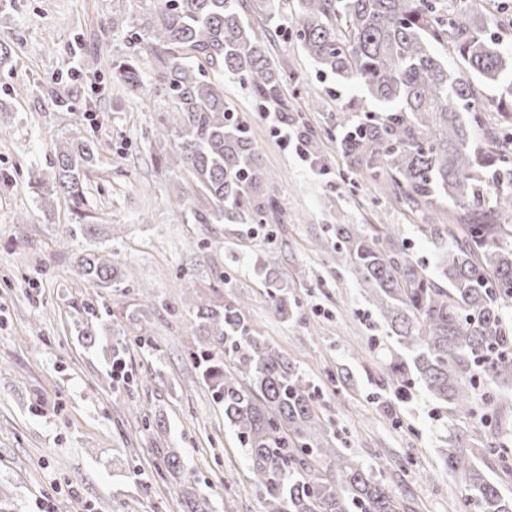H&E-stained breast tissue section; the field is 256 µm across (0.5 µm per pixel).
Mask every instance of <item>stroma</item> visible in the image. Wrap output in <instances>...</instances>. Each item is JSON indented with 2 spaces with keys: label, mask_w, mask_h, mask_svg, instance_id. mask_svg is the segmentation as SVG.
Returning <instances> with one entry per match:
<instances>
[{
  "label": "stroma",
  "mask_w": 512,
  "mask_h": 512,
  "mask_svg": "<svg viewBox=\"0 0 512 512\" xmlns=\"http://www.w3.org/2000/svg\"><path fill=\"white\" fill-rule=\"evenodd\" d=\"M273 19L244 12L285 74L288 120L314 130L316 154L302 161L283 143L247 87L224 81V98L246 117L264 171L263 194L279 209L268 225L198 224L210 200L170 161L157 138L170 106L162 95L112 82V64L135 58L144 74L157 63L131 43L130 28L157 0H0V41L12 60L0 67V503L35 512L48 499L67 512H183L187 494L213 512H265L236 435L198 369L189 317L148 307L149 296L177 303L194 291L223 306L246 301L252 335L273 343L318 390L317 405L348 453L373 468L417 512H455L460 478L444 462L450 414L420 388L404 402L382 390L390 347L356 279L336 263L339 224H389L413 255L434 264L414 217L363 181L336 144V118L362 90L320 75L285 31L297 0H279ZM109 42L110 55L96 56ZM62 83L69 108L50 106L44 86ZM82 137L96 144L86 199L37 200L54 179V145ZM189 193L188 209L175 204ZM81 224H111L115 236L88 239ZM296 301L292 320L274 318L254 273L266 247ZM114 253L133 282L100 294L108 309L94 348L79 330L89 299L75 253ZM150 337L152 346L136 344ZM129 343L127 381L112 379L114 338ZM162 428H155V421ZM180 454L184 480L162 475L157 449Z\"/></svg>",
  "instance_id": "1"
}]
</instances>
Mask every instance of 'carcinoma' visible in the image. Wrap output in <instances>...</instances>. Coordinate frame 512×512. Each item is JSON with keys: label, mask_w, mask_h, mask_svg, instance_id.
I'll list each match as a JSON object with an SVG mask.
<instances>
[{"label": "carcinoma", "mask_w": 512, "mask_h": 512, "mask_svg": "<svg viewBox=\"0 0 512 512\" xmlns=\"http://www.w3.org/2000/svg\"><path fill=\"white\" fill-rule=\"evenodd\" d=\"M142 23L159 65L150 79L135 60L112 64V82L133 89L153 83L171 101L160 136L176 152L195 188L212 201L200 224H260L276 200L259 195L264 173L247 127L224 101V87L202 70L249 87L263 111L288 118L283 75L266 44L244 21L242 0H157ZM300 20L288 36L339 82H353L380 111L336 118V139L351 167L369 181L384 180L430 240L436 266L414 258L383 224L336 225V261L347 267L386 326L394 347L384 387L399 394L421 385L452 413L494 419L478 446L460 429L448 431V469L463 483L457 512H512V495L486 476L476 458L493 459L512 480V428L496 415L498 389L512 388V55L488 34V18L473 0H298ZM447 46L468 76L448 70L434 51ZM499 85L492 103L482 89ZM496 112L500 121L485 116ZM95 144L55 145V185L84 202L83 178ZM454 209L447 212L443 202ZM268 290L271 314L293 316L288 285L270 248L255 264ZM76 275L92 293L118 291L130 275L112 255L74 257ZM186 311L206 345L188 353L201 368L224 421L233 428L263 491L265 512H416L409 499L362 461L338 447L330 418L318 413L309 378L270 342L250 334L245 305L189 298L152 308ZM233 367L225 369L222 357ZM157 454L168 474L182 472L171 448Z\"/></svg>", "instance_id": "carcinoma-1"}]
</instances>
